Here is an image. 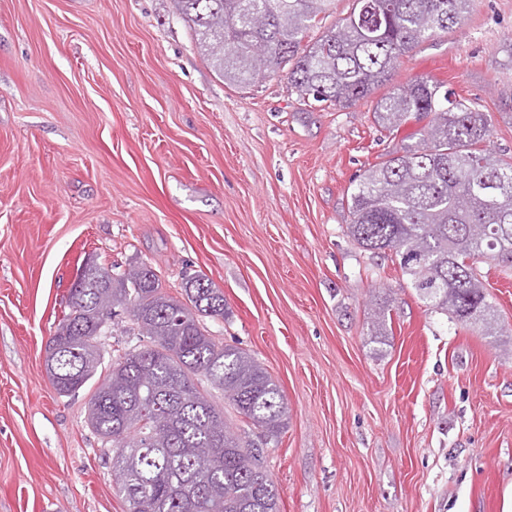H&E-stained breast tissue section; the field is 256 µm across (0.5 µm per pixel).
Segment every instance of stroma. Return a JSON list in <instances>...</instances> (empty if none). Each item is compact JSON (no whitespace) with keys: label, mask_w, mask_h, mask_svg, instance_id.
<instances>
[{"label":"stroma","mask_w":512,"mask_h":512,"mask_svg":"<svg viewBox=\"0 0 512 512\" xmlns=\"http://www.w3.org/2000/svg\"><path fill=\"white\" fill-rule=\"evenodd\" d=\"M419 77L487 112L512 157V0H474L391 85ZM373 107L308 106L283 75L225 83L173 0H0V512H127L90 390L59 396L44 367L90 255L223 291L204 325L287 403L268 442L227 416L262 446L279 512H500L512 268L480 265L488 332L352 240L353 179L401 143Z\"/></svg>","instance_id":"35a3bbf8"}]
</instances>
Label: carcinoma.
<instances>
[{
  "label": "carcinoma",
  "instance_id": "carcinoma-1",
  "mask_svg": "<svg viewBox=\"0 0 512 512\" xmlns=\"http://www.w3.org/2000/svg\"><path fill=\"white\" fill-rule=\"evenodd\" d=\"M335 0H175L224 81L248 86L286 73L302 99L350 108L390 83L400 59L458 26L471 0H353L351 11L303 42ZM419 78L381 97L375 123L391 133L423 123L372 165L348 197L356 244L393 251L429 309L491 324L479 279L486 259L512 265V161L485 148L487 113ZM48 345L60 396L93 390L89 423L112 444L128 512H279L261 449L234 434L224 399L269 439L286 426L280 387L251 354L215 341L201 318L224 317V293L202 275L174 297L145 262L122 272L91 256ZM124 307L147 343L116 355L106 374L102 337Z\"/></svg>",
  "mask_w": 512,
  "mask_h": 512
}]
</instances>
